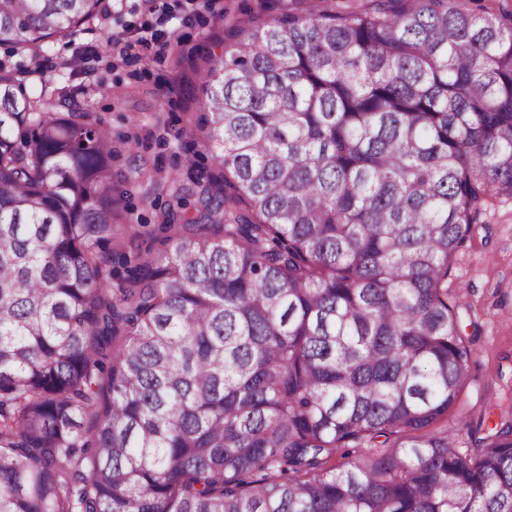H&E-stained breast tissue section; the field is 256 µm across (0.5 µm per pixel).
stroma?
<instances>
[{
  "instance_id": "35a3bbf8",
  "label": "stroma",
  "mask_w": 512,
  "mask_h": 512,
  "mask_svg": "<svg viewBox=\"0 0 512 512\" xmlns=\"http://www.w3.org/2000/svg\"><path fill=\"white\" fill-rule=\"evenodd\" d=\"M105 15L73 37L51 41L44 64L29 54L0 61L23 72L26 96L65 98L100 117L112 135V196L126 233L112 248V282L127 260L158 250L154 225L177 207L211 153L190 137L202 115L198 70L220 55L232 31L320 0H105ZM177 39H170V32ZM448 291L475 339L471 381L454 414L494 425L512 416V200L482 215L452 262Z\"/></svg>"
}]
</instances>
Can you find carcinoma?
<instances>
[{"label": "carcinoma", "instance_id": "obj_1", "mask_svg": "<svg viewBox=\"0 0 512 512\" xmlns=\"http://www.w3.org/2000/svg\"><path fill=\"white\" fill-rule=\"evenodd\" d=\"M102 0H0L38 58ZM203 77L195 214L112 287V139L0 63V512H512L454 255L512 200V0H329Z\"/></svg>", "mask_w": 512, "mask_h": 512}]
</instances>
